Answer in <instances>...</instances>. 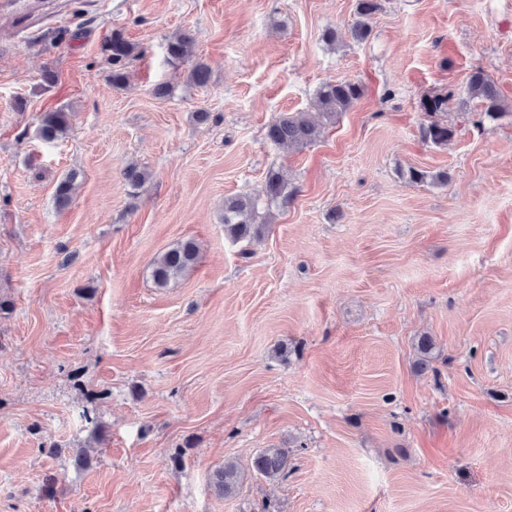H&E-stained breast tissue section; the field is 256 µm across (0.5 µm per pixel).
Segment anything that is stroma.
Here are the masks:
<instances>
[{
	"instance_id": "stroma-1",
	"label": "stroma",
	"mask_w": 512,
	"mask_h": 512,
	"mask_svg": "<svg viewBox=\"0 0 512 512\" xmlns=\"http://www.w3.org/2000/svg\"><path fill=\"white\" fill-rule=\"evenodd\" d=\"M356 19V0H0V512H512V0H383L363 41ZM181 29L207 86L166 59ZM116 30L139 50L122 89ZM479 70L498 119L457 105ZM341 80L362 95L317 143L267 140ZM444 91L435 146L420 101ZM272 167L291 201L230 239L225 197ZM189 238L196 266L156 287ZM266 448L291 454L273 482L249 469ZM228 460L246 473L224 497ZM71 118L72 112L66 107L42 113L37 128L38 136L46 142L62 140L70 129ZM420 134L425 143L440 146L447 144L448 140L454 137L455 130L453 127L448 126V123L431 120L421 126ZM197 259L198 248L195 240L180 241L151 263L154 284L159 288L166 287L172 278L193 268ZM241 480L240 468L234 461H225L224 466L213 473L214 487L224 497L233 495L237 491Z\"/></svg>"
}]
</instances>
